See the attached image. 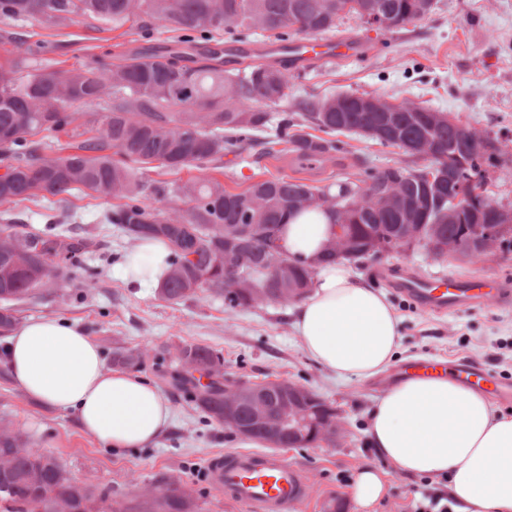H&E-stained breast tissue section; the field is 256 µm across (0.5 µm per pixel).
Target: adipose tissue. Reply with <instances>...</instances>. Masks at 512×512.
Instances as JSON below:
<instances>
[{"label": "adipose tissue", "mask_w": 512, "mask_h": 512, "mask_svg": "<svg viewBox=\"0 0 512 512\" xmlns=\"http://www.w3.org/2000/svg\"><path fill=\"white\" fill-rule=\"evenodd\" d=\"M332 218L322 211L290 217L282 236L291 256L315 261L312 287L290 309L308 358L337 379H370L396 359L401 326L386 295L348 261L317 263ZM169 249L147 239L129 254L127 280L163 279ZM11 377L24 395L72 415L83 432L112 449L158 444L172 423L166 396L143 376L106 369L84 329L54 317L20 323L8 338ZM366 435L400 475L447 478L454 512H512V416L488 397L446 377L409 378L369 413Z\"/></svg>", "instance_id": "adipose-tissue-1"}]
</instances>
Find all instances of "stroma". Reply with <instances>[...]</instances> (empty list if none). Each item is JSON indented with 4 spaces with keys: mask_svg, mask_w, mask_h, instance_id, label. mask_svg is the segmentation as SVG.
<instances>
[{
    "mask_svg": "<svg viewBox=\"0 0 512 512\" xmlns=\"http://www.w3.org/2000/svg\"><path fill=\"white\" fill-rule=\"evenodd\" d=\"M50 41L49 57L71 69L111 61L131 48L123 29L102 31L98 23L79 17L67 27L46 29L0 20V58L10 55L9 34ZM337 37H355L366 54L333 64L294 72L289 103L329 94H368L391 102H412L447 113L462 125L487 132L507 143L503 162L488 170L491 199L512 206V0H433L420 20L397 30L367 26L358 16L339 23ZM331 161L309 166L284 156L256 158L253 151L224 159V184L238 192L250 181L287 174L318 187L334 184L344 174H362L405 161L397 148L361 134L338 137ZM111 201L72 192L64 200L24 202L12 210L0 206V225L24 223L52 234L93 236L101 249L88 253L84 265L95 274L92 283L61 276L19 303V320L50 316L81 326L104 355L122 346L145 353L140 375L158 383L153 354L161 347L199 343L224 356V373L233 380L284 378L310 388L342 413V435L331 444L286 450L290 462L305 471L308 496L299 512H360L349 494L359 471L381 469L389 490L375 512H413L423 479L399 475L382 459L365 435L375 402L393 382L388 374L341 381L303 352L287 306L267 304L228 309L223 299L205 290L177 304L161 300L156 289L131 284L122 268L134 241L107 224ZM406 265L427 276L480 274L512 283L508 258H436L414 250L355 265V272L375 282L377 270ZM387 298L401 319V361L416 358L454 362L468 359L497 375L512 378V308L490 303L452 314H431L415 308L396 293ZM172 425L153 448L114 450L84 433L72 416L28 400L10 377L0 375V425L22 434L24 446L55 455L70 475L111 493L120 505L141 490L178 484L196 500L200 512H247L209 485L203 470L217 454L238 451L236 432L212 423L189 394L167 390Z\"/></svg>",
    "mask_w": 512,
    "mask_h": 512,
    "instance_id": "obj_1",
    "label": "stroma"
}]
</instances>
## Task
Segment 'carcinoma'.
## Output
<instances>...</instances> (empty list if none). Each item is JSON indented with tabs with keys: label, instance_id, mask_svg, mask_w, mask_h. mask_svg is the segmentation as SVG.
Masks as SVG:
<instances>
[{
	"label": "carcinoma",
	"instance_id": "cac0c4a2",
	"mask_svg": "<svg viewBox=\"0 0 512 512\" xmlns=\"http://www.w3.org/2000/svg\"><path fill=\"white\" fill-rule=\"evenodd\" d=\"M351 0H0V19L33 21L46 27H64L82 16L117 29L145 18L178 33L179 42L193 50L148 52L128 50L111 62L93 67L63 69L34 57L50 52L44 41L34 43L22 35L10 37L11 58L0 63V205L22 201L39 202L86 190L114 200L108 223L134 241L162 238L170 249L168 272L159 286V297L178 304L200 288L224 299L229 309L261 305L255 298L264 287L262 269L268 261L264 242L280 239V227L291 214L321 209L315 201L302 206L307 194L324 195L301 178L272 176L253 182L240 192L226 189L224 182L206 176L175 183L171 192L188 207L172 215L149 208L143 200L145 184L137 172L156 165L179 172L183 169L224 168V157L241 155L254 144L255 132L270 121V113L256 108H277L288 101V69L264 63H249L230 72L210 43L220 36L241 38L261 30L278 40L291 34L317 35L336 30ZM368 10L390 20L388 29H400L418 19L416 0H360ZM349 102L336 111V99ZM357 95L339 94L306 99L294 112H282L279 133L263 142V154L291 153L303 160L321 161L338 150L336 142L304 132L316 128L326 134H354L361 113L350 100ZM75 104L95 106L106 112L99 126H75ZM427 106L417 112L392 114L393 128L382 145L401 147L431 139L437 154L414 157L395 172L375 170L362 180L364 186L346 178L334 197L343 205L359 191L382 193L388 181L400 179L403 201H421L426 223L441 243L467 239L474 234L471 221H485L486 213L469 217L448 216V189L428 185L420 174L433 167H453L459 175L480 176L492 165L497 149L460 150L463 130L458 122L426 123ZM72 126L73 141L66 144L35 140L41 132H62ZM403 211L396 204L377 200L356 215L350 224V257L362 263L372 259L375 246L390 242L403 228ZM0 244V335L17 323L14 305L33 297L63 267L77 268L83 255L96 247L92 237H51L28 232L19 224L3 229ZM241 262L242 284L224 287L225 261ZM284 273L273 288L304 296L312 283L311 264L282 254ZM186 361L206 373L224 356L201 344L183 345ZM169 351L154 353L158 377L175 390L191 393L210 421L224 425V386L213 381L194 383L172 376ZM143 354L117 347L112 365L137 368ZM239 426L265 433L266 427L245 403L236 413ZM7 468L0 471V508L3 512H56L59 501L72 512H92L105 504L109 493H95L73 480L56 458L36 454L10 442ZM123 512H198V504L178 487H168Z\"/></svg>",
	"mask_w": 512,
	"mask_h": 512
}]
</instances>
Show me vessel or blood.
<instances>
[{
  "instance_id": "1",
  "label": "vessel or blood",
  "mask_w": 512,
  "mask_h": 512,
  "mask_svg": "<svg viewBox=\"0 0 512 512\" xmlns=\"http://www.w3.org/2000/svg\"><path fill=\"white\" fill-rule=\"evenodd\" d=\"M269 51L279 57L291 56L299 67L313 60L333 62L357 57L362 47L351 40L306 37L289 45H270ZM388 278L393 288L426 312L451 313L484 304L491 298L497 299L500 306L512 305V286L499 279L480 275L424 279L403 267L390 268ZM448 372L463 384L494 393L502 403L512 404V381L487 372L477 363L465 360L449 367ZM209 479L249 512H296L305 499V474L281 455L227 453L211 459Z\"/></svg>"
}]
</instances>
